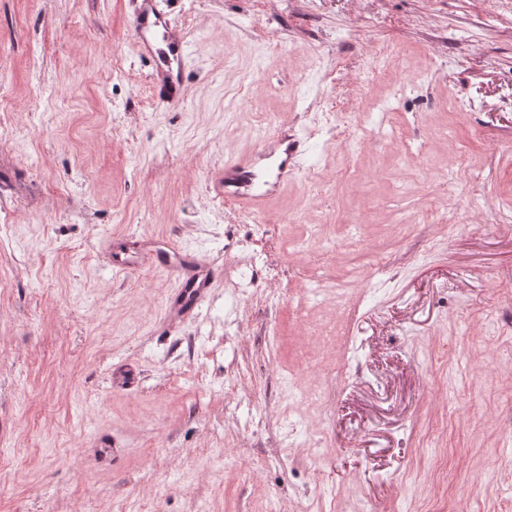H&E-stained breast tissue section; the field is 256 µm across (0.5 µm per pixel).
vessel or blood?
<instances>
[{
  "label": "vessel or blood",
  "instance_id": "obj_1",
  "mask_svg": "<svg viewBox=\"0 0 512 512\" xmlns=\"http://www.w3.org/2000/svg\"><path fill=\"white\" fill-rule=\"evenodd\" d=\"M133 25L142 56L152 63L154 88L160 100L177 104L186 96L184 83L186 41L168 21L164 0H134ZM301 138L280 133L264 139L261 151L224 162L213 184L225 201L256 212L272 193L295 176L296 157L305 155ZM113 271L127 274L145 267L173 271L178 288L172 310L183 318L195 317L210 297L222 271L191 252H173L169 243L148 245L137 241L113 249Z\"/></svg>",
  "mask_w": 512,
  "mask_h": 512
}]
</instances>
